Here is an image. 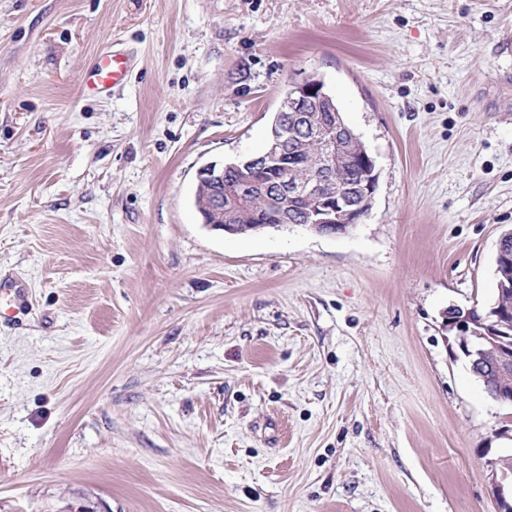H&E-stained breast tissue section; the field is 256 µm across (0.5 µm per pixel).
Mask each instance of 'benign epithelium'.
Returning a JSON list of instances; mask_svg holds the SVG:
<instances>
[{
    "instance_id": "1",
    "label": "benign epithelium",
    "mask_w": 512,
    "mask_h": 512,
    "mask_svg": "<svg viewBox=\"0 0 512 512\" xmlns=\"http://www.w3.org/2000/svg\"><path fill=\"white\" fill-rule=\"evenodd\" d=\"M279 126L265 151L251 158L249 171L232 186H224V165L210 163L197 173L196 192L205 198L213 215L208 224L213 230L239 235L242 229L230 223L231 214L245 203L259 187L256 175L268 171L273 161L282 155L284 140L288 138V120L304 122L319 150L311 166L310 177L296 179L293 168L282 164V173L272 179L275 196L280 205L277 223H291L288 207L297 199H307L311 206L303 218V226L322 235L343 234L361 223L372 207L377 186L375 162L361 146L355 150L347 140L350 131L342 124L332 98L318 79L294 83L283 97L278 109ZM347 163H354L361 172L360 182L349 190L341 183L331 184L330 176ZM512 231L503 234L498 242L495 265L499 285L512 286ZM448 330L455 332L461 356L469 363L473 374L486 379L490 376L504 379L512 372V312L494 310L489 316L475 309L464 312L456 307L445 312ZM494 497L500 504L509 498L512 488V468L494 459Z\"/></svg>"
}]
</instances>
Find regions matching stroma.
Returning a JSON list of instances; mask_svg holds the SVG:
<instances>
[{
  "label": "stroma",
  "mask_w": 512,
  "mask_h": 512,
  "mask_svg": "<svg viewBox=\"0 0 512 512\" xmlns=\"http://www.w3.org/2000/svg\"><path fill=\"white\" fill-rule=\"evenodd\" d=\"M117 48L114 92L83 76ZM322 80L371 153L348 232L226 235L198 170ZM512 230V0H0V512H498L444 326ZM132 59L124 54L104 51L92 62L83 79L84 93L101 96L123 82Z\"/></svg>",
  "instance_id": "obj_1"
}]
</instances>
